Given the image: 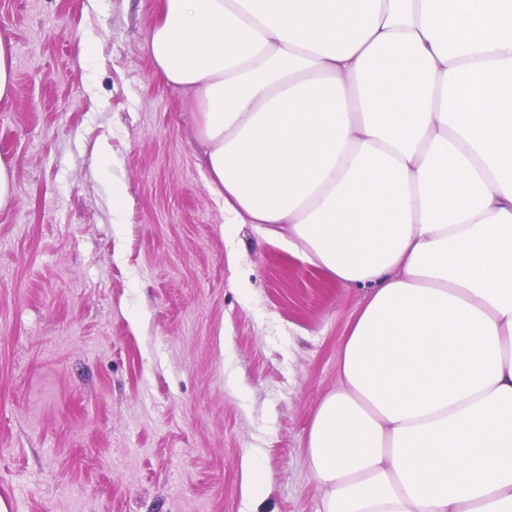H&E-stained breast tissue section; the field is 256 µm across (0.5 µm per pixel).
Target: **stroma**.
Segmentation results:
<instances>
[{"label":"stroma","mask_w":512,"mask_h":512,"mask_svg":"<svg viewBox=\"0 0 512 512\" xmlns=\"http://www.w3.org/2000/svg\"><path fill=\"white\" fill-rule=\"evenodd\" d=\"M158 4L0 0V501L319 512L307 437L367 292L225 222L192 105L147 48ZM14 43L7 33L0 32V102H8L15 88ZM14 181V169L0 160V211L7 210L13 201Z\"/></svg>","instance_id":"1"}]
</instances>
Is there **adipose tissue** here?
<instances>
[{
    "label": "adipose tissue",
    "instance_id": "ef3b65f1",
    "mask_svg": "<svg viewBox=\"0 0 512 512\" xmlns=\"http://www.w3.org/2000/svg\"><path fill=\"white\" fill-rule=\"evenodd\" d=\"M207 186L365 289L320 512H512V0H160Z\"/></svg>",
    "mask_w": 512,
    "mask_h": 512
}]
</instances>
